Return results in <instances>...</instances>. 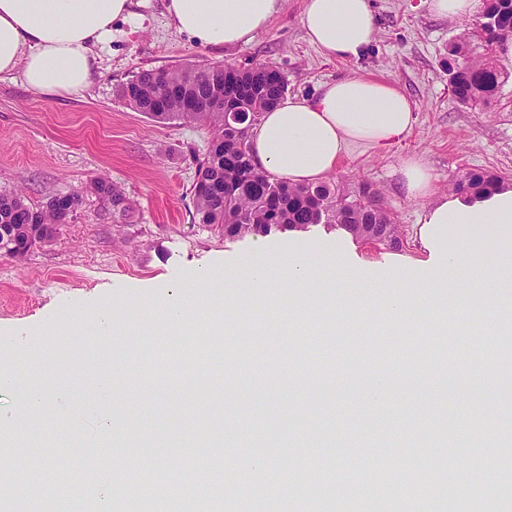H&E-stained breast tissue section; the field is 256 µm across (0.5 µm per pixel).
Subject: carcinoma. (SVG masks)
<instances>
[{
  "label": "carcinoma",
  "instance_id": "carcinoma-1",
  "mask_svg": "<svg viewBox=\"0 0 512 512\" xmlns=\"http://www.w3.org/2000/svg\"><path fill=\"white\" fill-rule=\"evenodd\" d=\"M512 39V0H482L479 21L466 28L451 46L448 64L456 100L476 107L494 98L507 78L499 64V46ZM287 91L283 75L270 67L237 69L231 65H184L162 70H142L115 87V97L156 121L183 120L201 124L211 133L208 152L196 159L193 187L195 218L226 238L267 236L311 224L342 226L355 239L382 236L392 251L402 248V226L386 206H372L378 191L363 182H324L290 185L253 164L251 131L267 109ZM245 114L235 124L224 112V101ZM503 184L500 175L480 169L463 172L452 183L456 191L482 194ZM93 191L112 209V220L127 219L133 203L112 183L97 180ZM65 224L54 197L32 207L20 192L0 194V228L14 234L15 243L29 236V223ZM452 508L465 512L479 489L458 490L447 477L438 479ZM160 482L133 485L136 501L149 502Z\"/></svg>",
  "mask_w": 512,
  "mask_h": 512
}]
</instances>
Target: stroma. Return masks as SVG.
<instances>
[{
	"label": "stroma",
	"instance_id": "35a3bbf8",
	"mask_svg": "<svg viewBox=\"0 0 512 512\" xmlns=\"http://www.w3.org/2000/svg\"><path fill=\"white\" fill-rule=\"evenodd\" d=\"M305 0H283L269 24L245 45L213 48L179 34L163 0H147L128 21L117 22L109 43L96 50L88 87L78 93L41 95L20 73L0 76V194L23 191L29 205L40 206L56 194L77 193L80 206L60 225L51 243L31 249L22 262L0 256V333L24 326L13 337L14 359H22L27 339L41 343V356L28 364L29 382L51 384L44 409L23 417L25 446L68 431L69 451L44 448L31 472L38 487L30 504L61 502L67 475L97 483L104 470L119 472L111 493L99 494L103 512L127 495V483L163 468L171 496L154 501L147 512H184L191 494L203 493L221 512H239L241 488L299 470L301 479L328 493L309 500L290 493L279 512H383L384 498L369 494L362 474H399L398 501L421 505L413 486L421 466L448 463L462 489H496L499 471L512 462L498 456L491 438L467 439L449 459L437 452L448 427L489 413L496 393L512 378H496L492 365L508 337L486 332L482 313L460 303L466 267L455 270L456 292L439 299L424 315L416 299L404 323H391L381 285L397 272L420 279L435 261L417 236L422 201L407 197L394 174L400 162L421 156L439 189L458 174L485 169L512 182V57L502 56L508 77L489 104L469 108L457 102L448 75L449 48L475 17L449 20L433 14L425 0H372L376 17L373 43L357 62L329 58L312 45L301 23ZM261 62L278 70L292 95L315 96L326 82L366 74L389 82L411 100L416 121L398 142L377 147L351 144L332 181L366 180L382 196L404 233L400 250L343 240L319 224L299 233L278 232L271 239L294 252L331 245L354 267L338 305L314 308L315 294L330 293L322 279L316 288L287 286L277 292L255 286L239 289L240 272L223 267L205 282L190 279L193 268L220 255H243L252 237L226 239L193 219L197 157L210 145L206 127L182 121L158 122L117 100L115 87L142 70L185 64L226 63L244 69ZM106 179L134 202L127 222L116 223L92 192ZM181 286L195 306L183 332L164 334L160 305L170 287ZM224 287L245 298L243 319L224 335L212 333L222 312L208 291ZM142 298L124 317V334L102 341L98 309L117 304L125 290ZM302 304L303 312L279 307L281 296ZM183 352L179 371L194 385L190 395L155 389L169 374L167 352ZM480 369L482 376L466 395L451 389L449 358ZM109 361L116 373L132 367L118 398L97 417L68 426L63 414L73 406L72 381L81 370ZM381 370L401 379L384 400L368 406L362 390L347 392L346 382ZM387 419V445L380 456L346 444L345 435L367 427L377 414ZM205 421L223 435V476H215L202 445L190 434L178 445L161 440L162 431ZM295 432L306 455L293 459L288 448L270 442V431ZM120 433L126 457L110 460L91 440ZM258 449L261 468L246 470L235 456L241 443Z\"/></svg>",
	"mask_w": 512,
	"mask_h": 512
}]
</instances>
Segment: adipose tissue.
<instances>
[{
	"instance_id": "ef3b65f1",
	"label": "adipose tissue",
	"mask_w": 512,
	"mask_h": 512,
	"mask_svg": "<svg viewBox=\"0 0 512 512\" xmlns=\"http://www.w3.org/2000/svg\"><path fill=\"white\" fill-rule=\"evenodd\" d=\"M134 0H0V75L21 72L25 84L41 94L73 93L91 78L95 50L112 39L114 23L132 14ZM281 0H165L175 29L199 43L224 47L246 44L279 10ZM302 26L308 40L332 58L358 60L372 44L376 21L371 0H307ZM414 107L395 86L361 75L326 83L313 98L286 96L263 112L251 134L255 164L274 178L291 184H311L333 173L347 147L356 141L385 146L410 131ZM406 195L423 201L420 239L433 248L454 236L446 268L422 280L403 282L388 292L387 311L401 320L413 296L435 302L455 288L449 269L472 272L470 300L497 324L498 299L485 293V281L512 289V250L488 254L470 249L472 225H490L502 233L512 224V188L500 187L479 197L441 191L423 162L406 159L397 170ZM245 279L271 288L282 282L311 285L317 273L345 287L352 271L333 251L299 254L260 243L254 254L233 257ZM25 365H0V388L13 390L28 413L42 410L45 388L25 382Z\"/></svg>"
}]
</instances>
